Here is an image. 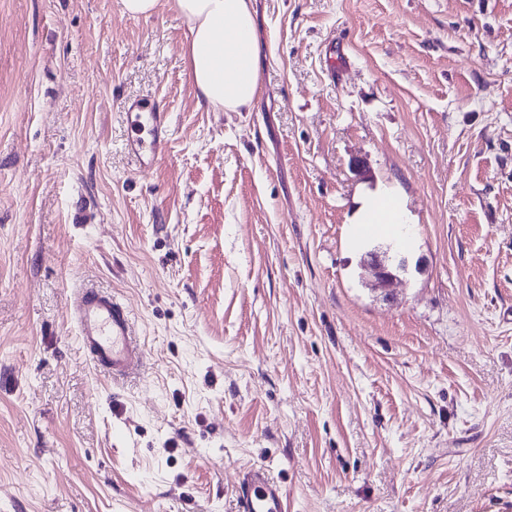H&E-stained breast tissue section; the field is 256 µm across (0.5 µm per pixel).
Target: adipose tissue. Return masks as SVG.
I'll use <instances>...</instances> for the list:
<instances>
[{"mask_svg": "<svg viewBox=\"0 0 512 512\" xmlns=\"http://www.w3.org/2000/svg\"><path fill=\"white\" fill-rule=\"evenodd\" d=\"M189 26L185 46L202 102L217 112L251 107L259 91L258 21L250 0H173Z\"/></svg>", "mask_w": 512, "mask_h": 512, "instance_id": "1", "label": "adipose tissue"}]
</instances>
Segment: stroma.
I'll use <instances>...</instances> for the list:
<instances>
[{
    "label": "stroma",
    "instance_id": "stroma-1",
    "mask_svg": "<svg viewBox=\"0 0 512 512\" xmlns=\"http://www.w3.org/2000/svg\"><path fill=\"white\" fill-rule=\"evenodd\" d=\"M253 4L259 95L214 112L172 0H0V512H238L256 466L288 512H512V0ZM375 191L405 231L354 240ZM134 123L143 133L146 129L149 138L129 140L128 150L138 162L140 170H148L161 156L162 146L167 136V113L162 111L135 112ZM367 259L364 258V266L371 272L375 286L377 290L382 289L386 291L385 296H390L389 288L393 285L394 281L397 280L400 272H405L406 264L405 260L401 259L397 265L393 262H389L386 253L373 251L367 253ZM71 308L79 336L95 363L113 377L126 376L141 367L143 352L133 337L129 312L114 295L84 290Z\"/></svg>",
    "mask_w": 512,
    "mask_h": 512
}]
</instances>
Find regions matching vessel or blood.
Masks as SVG:
<instances>
[{"label":"vessel or blood","mask_w":512,"mask_h":512,"mask_svg":"<svg viewBox=\"0 0 512 512\" xmlns=\"http://www.w3.org/2000/svg\"><path fill=\"white\" fill-rule=\"evenodd\" d=\"M134 121L147 135L129 141L128 150L144 171L161 155L167 136V114L138 112ZM71 308L78 333L95 363L116 377L141 367L143 352L132 334L129 312L116 297L84 290L75 297ZM237 498L241 512H288L282 488L262 467L252 468L244 475Z\"/></svg>","instance_id":"1"}]
</instances>
